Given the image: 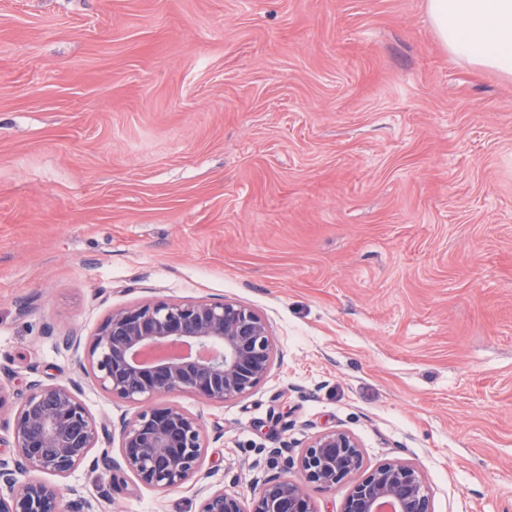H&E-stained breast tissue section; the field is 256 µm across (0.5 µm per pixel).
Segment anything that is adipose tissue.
Listing matches in <instances>:
<instances>
[{
    "mask_svg": "<svg viewBox=\"0 0 512 512\" xmlns=\"http://www.w3.org/2000/svg\"><path fill=\"white\" fill-rule=\"evenodd\" d=\"M449 54L512 77V0H426Z\"/></svg>",
    "mask_w": 512,
    "mask_h": 512,
    "instance_id": "adipose-tissue-1",
    "label": "adipose tissue"
}]
</instances>
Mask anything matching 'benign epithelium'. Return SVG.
<instances>
[{
  "label": "benign epithelium",
  "mask_w": 512,
  "mask_h": 512,
  "mask_svg": "<svg viewBox=\"0 0 512 512\" xmlns=\"http://www.w3.org/2000/svg\"><path fill=\"white\" fill-rule=\"evenodd\" d=\"M274 346L265 318L233 301L159 300L112 310L92 336L89 365L111 397L142 408L121 416L114 472L129 471L158 491L180 487L201 470L203 423L174 405H145L187 391L224 402L249 393L268 374ZM11 422L12 454L0 456V512H95L64 480L98 448L106 428L96 424L73 386L29 382L14 398L0 385V415ZM299 467L323 489L357 473L361 445L346 430L319 433ZM46 473L59 478L50 482ZM250 512H319L303 486L285 474L254 478ZM199 512H243L235 495L205 489ZM341 512H433L425 475L408 462L381 464L350 487Z\"/></svg>",
  "instance_id": "1"
}]
</instances>
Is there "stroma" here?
Segmentation results:
<instances>
[{
    "label": "stroma",
    "instance_id": "obj_1",
    "mask_svg": "<svg viewBox=\"0 0 512 512\" xmlns=\"http://www.w3.org/2000/svg\"><path fill=\"white\" fill-rule=\"evenodd\" d=\"M233 300L277 350L201 415L206 482L317 433L424 472L433 512H512V78L426 0H0V385L76 383L118 307ZM81 336L65 348L61 339ZM81 464L101 512H198Z\"/></svg>",
    "mask_w": 512,
    "mask_h": 512
}]
</instances>
